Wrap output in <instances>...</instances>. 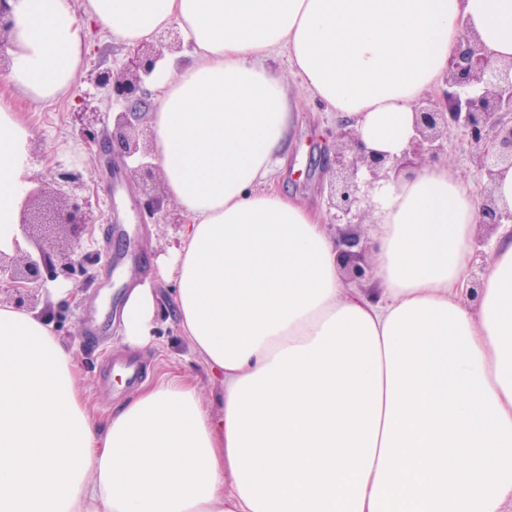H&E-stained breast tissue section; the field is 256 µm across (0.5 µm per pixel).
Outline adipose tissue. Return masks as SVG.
Wrapping results in <instances>:
<instances>
[{
	"label": "adipose tissue",
	"mask_w": 512,
	"mask_h": 512,
	"mask_svg": "<svg viewBox=\"0 0 512 512\" xmlns=\"http://www.w3.org/2000/svg\"><path fill=\"white\" fill-rule=\"evenodd\" d=\"M0 250L32 189L17 101L59 98L87 24L133 46L178 28L153 82V152L185 224L156 262L217 409L168 374L97 426L46 317L0 306V512H505L512 503V226L470 276L479 188L425 167L375 194L372 290L346 282L324 215L271 178L298 114L292 74L367 148L397 155L463 35L512 60V0H8ZM156 304L128 293L125 344Z\"/></svg>",
	"instance_id": "1"
}]
</instances>
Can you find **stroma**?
Wrapping results in <instances>:
<instances>
[{
	"label": "stroma",
	"instance_id": "1",
	"mask_svg": "<svg viewBox=\"0 0 512 512\" xmlns=\"http://www.w3.org/2000/svg\"><path fill=\"white\" fill-rule=\"evenodd\" d=\"M88 42L87 66L72 90L56 100L23 108L35 134L34 179L48 186L57 171H72L80 178V195L88 199L96 219L91 235L80 243L82 268L64 280V293L46 300L38 310L72 352L82 373V390L98 419H107L137 391L136 386L105 374L111 364L124 358L141 361L154 380L169 372L195 378L206 405H214L218 385L209 379L203 362L180 333L174 285L156 278L155 261L178 245L180 225L156 223L143 211L131 183L128 159L108 162L90 157L73 131L70 108L89 93L94 95L100 113L98 135L107 138L117 106L105 92L96 90L89 68H119L128 51L126 45L113 42L94 25L88 29ZM288 88L301 118L288 151V163L279 169L276 184L286 194L321 209L325 206L327 177L313 160L321 150L333 148L329 133L337 121L296 79H289ZM148 279L155 281L158 298L155 340L146 349L133 350L123 345L119 332L122 298L130 288Z\"/></svg>",
	"mask_w": 512,
	"mask_h": 512
}]
</instances>
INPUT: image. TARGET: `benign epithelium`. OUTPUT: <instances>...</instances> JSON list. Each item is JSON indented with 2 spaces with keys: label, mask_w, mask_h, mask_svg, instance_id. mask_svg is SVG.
<instances>
[{
  "label": "benign epithelium",
  "mask_w": 512,
  "mask_h": 512,
  "mask_svg": "<svg viewBox=\"0 0 512 512\" xmlns=\"http://www.w3.org/2000/svg\"><path fill=\"white\" fill-rule=\"evenodd\" d=\"M7 0H0V72L10 62L8 50L11 21ZM180 47V34L171 29L152 43L130 48L118 70L104 68L91 77L94 86L123 105L112 120V133L106 152L112 156L135 158L139 163L131 171L132 182L140 192L143 207L163 224H183L177 209L167 210L156 193L157 165L152 162L153 132L141 123L152 107L145 81L151 78L165 54ZM480 88V94L468 92ZM78 136L88 145L97 138V107L85 98L71 112ZM413 134L400 155L369 150L349 122L338 124L332 135L333 158H319L329 173L327 214L331 224H345L337 238L345 278L359 283L372 277V269L358 263L366 249L352 226L365 223L373 211L372 192L382 181L410 178L425 162L448 157V137H460L469 149L482 178L479 226L485 236L501 225L512 223V209L499 205L495 194L497 179L512 169V61H496L478 36L464 34L456 53L448 60L442 86L434 94L423 95L413 112ZM79 178L61 172L51 191L39 186L30 192L24 205L20 236L31 246L26 250L15 243V255L0 251V295L19 308H35L41 300L47 280L69 278L82 258L81 240L92 231V212L75 191ZM489 254L476 250L471 264L467 293L475 298L481 288L480 273ZM0 299V304L5 302Z\"/></svg>",
  "instance_id": "benign-epithelium-1"
}]
</instances>
